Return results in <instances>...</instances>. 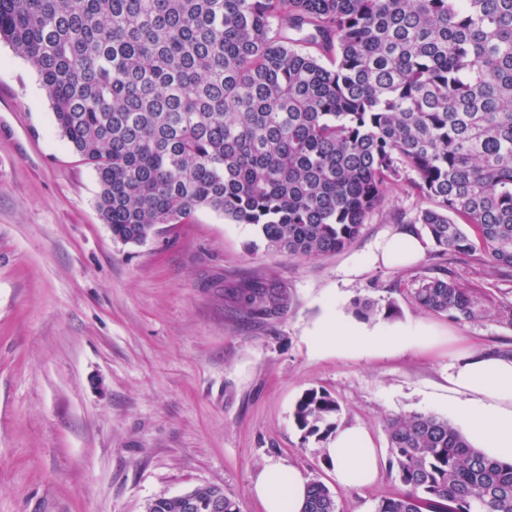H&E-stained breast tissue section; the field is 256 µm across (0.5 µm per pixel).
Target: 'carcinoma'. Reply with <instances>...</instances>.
Instances as JSON below:
<instances>
[{"mask_svg":"<svg viewBox=\"0 0 512 512\" xmlns=\"http://www.w3.org/2000/svg\"><path fill=\"white\" fill-rule=\"evenodd\" d=\"M37 71L61 137L100 184L112 236L140 244L196 209L254 226L289 257L338 252L405 185L429 203L430 257L481 252L512 279V0H0V40ZM419 307L482 313L470 289L425 276ZM263 315L286 289L237 290ZM339 401L307 390L304 437ZM406 492L375 512H512V463L432 413L387 424ZM302 512H338L318 480Z\"/></svg>","mask_w":512,"mask_h":512,"instance_id":"cac0c4a2","label":"carcinoma"}]
</instances>
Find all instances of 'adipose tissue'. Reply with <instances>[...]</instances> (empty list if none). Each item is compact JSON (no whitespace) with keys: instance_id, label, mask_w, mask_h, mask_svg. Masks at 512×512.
Listing matches in <instances>:
<instances>
[{"instance_id":"adipose-tissue-1","label":"adipose tissue","mask_w":512,"mask_h":512,"mask_svg":"<svg viewBox=\"0 0 512 512\" xmlns=\"http://www.w3.org/2000/svg\"><path fill=\"white\" fill-rule=\"evenodd\" d=\"M424 252L422 239L403 230L386 238L374 259L387 266L402 267L419 260ZM308 336L319 346H351L368 341L389 351L427 349L434 343L428 324L412 329L387 323L369 326L348 318L337 305L324 307ZM448 403L484 454L512 462V358L466 348L448 374ZM324 453L337 486L343 489L369 482L385 463L371 434L357 425L337 426ZM306 491L301 474L280 462L268 464L252 487L265 512H301Z\"/></svg>"}]
</instances>
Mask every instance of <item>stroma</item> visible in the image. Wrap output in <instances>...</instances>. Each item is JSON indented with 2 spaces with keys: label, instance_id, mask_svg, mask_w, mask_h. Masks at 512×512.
<instances>
[{
  "label": "stroma",
  "instance_id": "1",
  "mask_svg": "<svg viewBox=\"0 0 512 512\" xmlns=\"http://www.w3.org/2000/svg\"><path fill=\"white\" fill-rule=\"evenodd\" d=\"M93 167L61 138L36 71L0 41V512H145L146 503L218 486L240 512H264L251 486L269 463L333 489L340 512H375L403 492L388 467L337 488L323 444L294 423L297 400L325 389L341 422L387 449L388 419L450 417L445 388L460 343L512 349L496 317L512 283L452 254L482 313L455 322L417 307L411 283L429 258L396 268L370 255L419 199L392 188L383 211L344 250L313 258L269 251L253 226L200 208L141 244L113 239L100 218ZM269 278L288 290L281 314L245 311L235 292ZM370 324L424 322L427 350L369 344L322 352L305 332L325 301Z\"/></svg>",
  "mask_w": 512,
  "mask_h": 512
}]
</instances>
